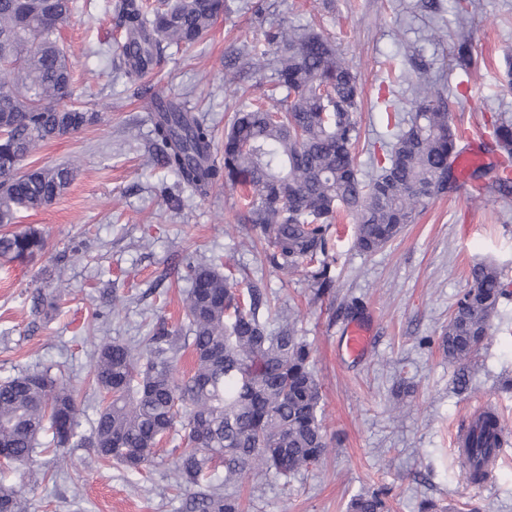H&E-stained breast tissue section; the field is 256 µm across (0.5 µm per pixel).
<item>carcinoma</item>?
Listing matches in <instances>:
<instances>
[{
  "instance_id": "cac0c4a2",
  "label": "carcinoma",
  "mask_w": 512,
  "mask_h": 512,
  "mask_svg": "<svg viewBox=\"0 0 512 512\" xmlns=\"http://www.w3.org/2000/svg\"><path fill=\"white\" fill-rule=\"evenodd\" d=\"M224 0H114L115 27L125 75L140 81L161 62L166 49L193 45L210 31ZM73 0H0V258L30 262L46 249L40 229L6 231L16 213L51 205L69 187L78 166H42L21 172L22 162L45 142L75 133L95 116L72 100L74 62L60 47L58 31ZM253 67L272 71L265 105L238 110L224 132L222 161L212 159L214 129L206 116L175 100L144 96L152 125L154 161L176 177L182 193L203 198L219 186L246 192L237 222L259 232L272 246L280 270L311 264L315 296L332 293L328 245L342 211L355 217L354 247L372 253L414 222L430 200L453 188L459 128L449 117L448 98L437 84L420 80L413 91L407 127L389 131V163L368 180L353 156L359 137L354 118L362 91L357 73L336 44L313 28L281 22L254 49ZM455 67H480L465 38L453 50ZM495 146L512 157V120L492 128ZM182 277L186 330L163 319L132 345L102 339L95 346L93 383L100 395L90 445L97 460L140 471L156 457L158 444L181 425L183 448L174 462V486L191 492L186 512H243L240 499L209 485L213 464L224 466V485L248 472L288 479L317 464L329 451L321 422V385L309 345L297 335L289 309L268 329L260 312L267 295L242 290L212 261L188 258ZM67 283L46 282L32 312L61 308ZM506 296L499 268L480 262L470 287L457 301L440 349L448 362L467 369L491 335L492 319ZM191 348L192 368L179 373L181 351ZM77 391L63 375L44 366L0 381V449L12 458L3 468L26 475L40 439L59 452L77 440ZM470 420L471 447H488L495 415ZM25 485L0 482V512H25ZM348 512H389L383 494L354 496Z\"/></svg>"
}]
</instances>
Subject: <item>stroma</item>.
Returning a JSON list of instances; mask_svg holds the SVG:
<instances>
[{"mask_svg":"<svg viewBox=\"0 0 512 512\" xmlns=\"http://www.w3.org/2000/svg\"><path fill=\"white\" fill-rule=\"evenodd\" d=\"M112 3L76 0L61 29L75 61L76 93L96 120L50 140L26 161L37 168L76 158L80 169L51 205L16 214L14 229H42L48 247L30 263L0 260V381L61 365L80 389L78 433L91 437L97 410L88 384L92 338L136 343L158 316L180 328L188 284L176 271L186 255L202 253L295 311L298 333L312 348L322 425L333 446L317 465L286 481L247 474L235 488L244 512H346L353 496L377 489L390 512H419L426 499L441 512H512V442L502 448L491 481L473 484L459 471L451 441L482 403L512 430V393L500 389L501 379L512 377V196L493 188L506 158L492 144L490 123L494 114L512 119V88L499 81L500 69L512 61V0H474L464 20L456 0H226L205 40L167 49L144 78L154 93L206 113L220 136L243 102L224 86L227 63L242 70L241 87L260 93L251 50L270 24L314 26L336 42L363 89L355 162L365 180L388 159L384 98L395 96L406 120L411 78L422 72L448 88L453 120L479 135L482 177L469 178V195L455 191L431 200L373 253L354 247L353 220L342 216L333 234L336 288L319 300L304 273L286 275L252 247V230L236 222L241 190L218 187L208 197L185 200L182 209L168 205L164 191L175 188L176 179L150 162L152 126L120 66ZM462 36L485 61L467 80L452 61ZM133 126L139 138L130 144ZM74 242L84 243L86 252L66 268L61 313L33 321L32 297ZM485 260L500 267L508 294L461 394L440 337L469 286L470 267ZM116 293L126 298L118 308L111 302ZM356 319L371 324L372 348L363 360L345 362L336 346ZM179 443L178 433L164 438L139 472L97 463L86 444L65 449L62 465L53 452L37 451L34 471L53 478L27 483L26 512H184L186 494L172 487Z\"/></svg>","mask_w":512,"mask_h":512,"instance_id":"1","label":"stroma"}]
</instances>
